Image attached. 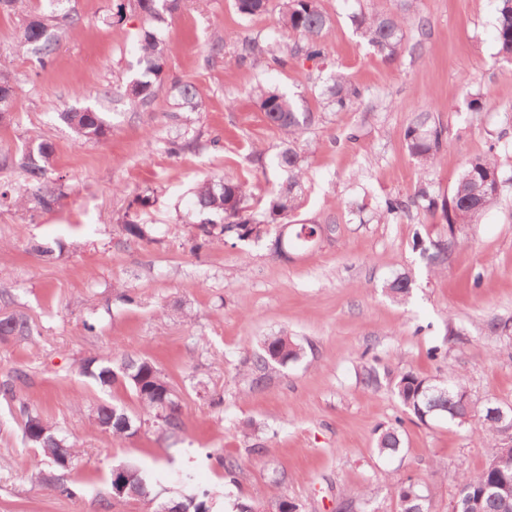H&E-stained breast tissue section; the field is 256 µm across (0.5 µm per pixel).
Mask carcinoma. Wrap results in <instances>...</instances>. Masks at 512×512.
<instances>
[{"label":"carcinoma","instance_id":"obj_1","mask_svg":"<svg viewBox=\"0 0 512 512\" xmlns=\"http://www.w3.org/2000/svg\"><path fill=\"white\" fill-rule=\"evenodd\" d=\"M62 0H41L37 6L31 0H0V12L21 16V25L15 37L16 52L33 54L35 65L45 69L53 61L59 48L60 34L80 21L74 10L60 11ZM181 0H115L113 17L123 20L132 11L142 20L136 38L144 75L133 78L123 94L136 108L151 107L157 97L164 71L159 62L167 58L169 45L163 36V27L179 10ZM270 0H234L236 12L243 18L260 16L269 11ZM496 27L497 54L512 60V0H498ZM417 0H396L391 6H377L359 14L355 20L361 37L377 52L396 58L407 49L406 29L416 24L423 30V20L416 19ZM332 20L323 10L321 0H279L276 27L265 38L247 37L237 48L240 62L259 64L267 60L279 61V54L288 53L317 67L326 57V40L331 34ZM288 34L297 40L288 45L282 38ZM20 80L12 74L5 61L0 59V112H12L13 101L3 100L1 93H16ZM179 100L177 111L171 113L173 122L179 113L203 111V98L190 82L177 84ZM325 107L334 112L345 111L362 98L359 88L348 84L341 76L329 77L323 92ZM256 99L267 122L287 136L276 154L277 167L286 174L285 183L270 195L264 206L262 218H257L250 205L252 192L248 185L238 180L204 179L192 191V204L201 216L196 233L191 238V249L224 245L229 241L259 240L271 233H279L301 207L300 187L304 174V159L297 148V141L316 119L312 112H301L294 100L276 88H260ZM59 119L73 132L75 141L100 143L107 140L110 130L100 112L88 106L65 105L58 112ZM404 138L410 155L423 173L437 166L445 145L444 128L435 116L422 112L407 125ZM219 137L204 138L201 130L184 126L167 142V152L181 155L204 150L217 145ZM56 163L55 149L44 138H31L15 151L0 148V168L11 166L22 174L23 185L10 188L0 185V209L32 206L34 210L49 212L59 206L65 193L52 181ZM512 190V177L504 175L494 148L470 157L459 176L450 196L435 198L429 185L421 186L414 196L403 198L388 196L379 205V216L419 210L441 208L442 218L448 224V238L425 246L421 235H416L413 248L429 253L430 263L439 270L447 268L448 256L455 245V226L479 224L503 194ZM121 233L129 240L150 239L151 227L130 217L120 225ZM292 234L285 239L283 248L291 245L305 246L309 240L302 232L320 237L336 231L334 224H296ZM413 278L404 272L390 281L386 288L393 299L406 301L412 290ZM33 336L31 317L21 311L0 315V342L10 339L28 340ZM303 347L288 334L276 333L263 339L258 350L244 362V380L251 389L263 386L266 378L276 369L297 361ZM81 373L91 377L104 390L122 387L131 390L142 409L135 417L117 403H97L91 406L90 416L95 424L115 440L128 439L144 426L152 427L166 438L179 436L185 422L180 398L162 372L157 362L146 356L124 355L114 360L112 355H94L78 362ZM26 373L20 369L0 382V396L6 401L17 400V383L25 381ZM405 413L425 423L444 418L460 426L478 420L483 434L492 438L487 444L488 458L484 467L461 476L456 497L457 512H472L479 507L484 512H512V444L499 442L506 433L508 422L500 423L489 415V405L481 407L471 399L459 377L448 371V378L430 379L412 371L398 376L393 382ZM22 437L25 443L38 452L32 478L51 490L69 496L77 494L80 484L68 482L66 474L77 457L74 445L56 426L37 410L20 403ZM404 419L397 417L376 437L375 449L381 456H395L404 445ZM190 478H185L183 489L162 488L156 493L148 489L144 470L135 464H124L112 470L110 496L118 495L122 487L138 491L142 497L167 496L155 512H210L209 493L186 491ZM399 512H433L432 500L423 485L407 479L394 487Z\"/></svg>","mask_w":512,"mask_h":512}]
</instances>
